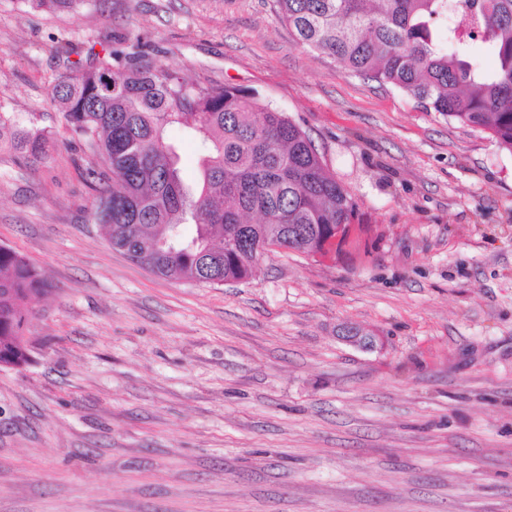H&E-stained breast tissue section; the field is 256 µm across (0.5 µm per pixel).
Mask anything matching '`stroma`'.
Masks as SVG:
<instances>
[{"mask_svg":"<svg viewBox=\"0 0 512 512\" xmlns=\"http://www.w3.org/2000/svg\"><path fill=\"white\" fill-rule=\"evenodd\" d=\"M118 36L286 112L369 227L358 257L205 286L113 249L50 91L64 50ZM0 110L57 144L0 151V246L51 287L30 365L0 368V512H512V153L488 134L300 45L276 0H0Z\"/></svg>","mask_w":512,"mask_h":512,"instance_id":"35a3bbf8","label":"stroma"}]
</instances>
